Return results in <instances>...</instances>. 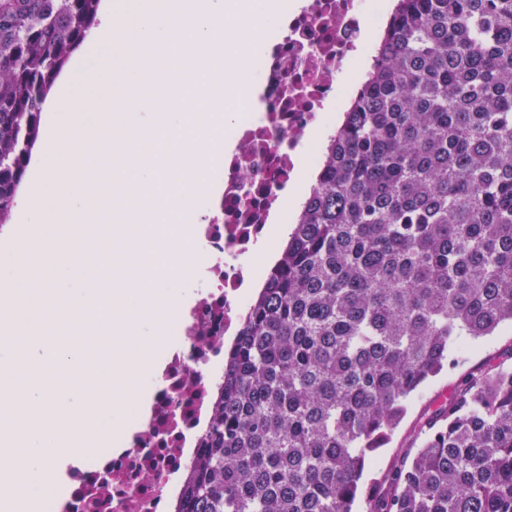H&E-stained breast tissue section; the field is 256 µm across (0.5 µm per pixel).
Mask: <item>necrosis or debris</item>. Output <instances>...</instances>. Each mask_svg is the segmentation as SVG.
<instances>
[{"instance_id": "1", "label": "necrosis or debris", "mask_w": 512, "mask_h": 512, "mask_svg": "<svg viewBox=\"0 0 512 512\" xmlns=\"http://www.w3.org/2000/svg\"><path fill=\"white\" fill-rule=\"evenodd\" d=\"M384 0H300L283 37L256 51L258 21L224 20L235 33L236 59L255 75L238 86L209 79L193 99L204 109L228 91L247 105L233 129L209 130L205 162L182 180L171 205L182 229L168 233L172 276L192 282L196 300L181 321L169 307L148 312L182 341L160 371L144 375L154 391L149 412L120 451L75 470L63 512H171L182 477L196 457L213 388L224 374V337L237 327L245 279L243 256L261 244L265 230L295 187L299 149L309 129L337 108L336 90L351 59L367 53L363 28L378 25ZM217 174L221 188L198 208L194 191Z\"/></svg>"}]
</instances>
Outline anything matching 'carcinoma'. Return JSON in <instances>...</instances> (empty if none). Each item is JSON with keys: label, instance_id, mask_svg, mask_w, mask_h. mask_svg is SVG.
I'll return each instance as SVG.
<instances>
[{"label": "carcinoma", "instance_id": "carcinoma-1", "mask_svg": "<svg viewBox=\"0 0 512 512\" xmlns=\"http://www.w3.org/2000/svg\"><path fill=\"white\" fill-rule=\"evenodd\" d=\"M102 0H0V226ZM315 183L224 349L176 512H353L371 453L512 324V0H390ZM366 512H512V364L424 414Z\"/></svg>", "mask_w": 512, "mask_h": 512}]
</instances>
